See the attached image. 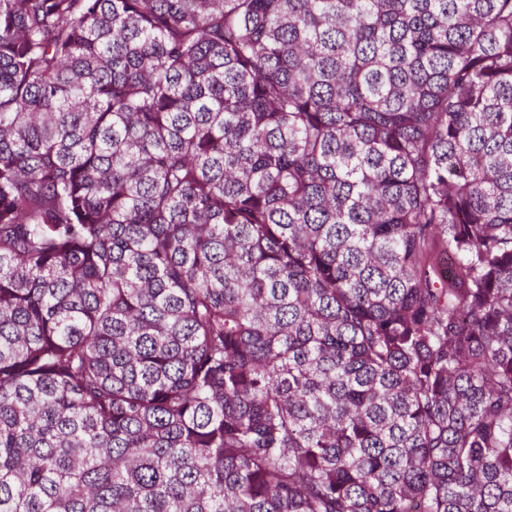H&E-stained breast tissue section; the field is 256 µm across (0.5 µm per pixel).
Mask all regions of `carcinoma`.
<instances>
[{"label": "carcinoma", "mask_w": 512, "mask_h": 512, "mask_svg": "<svg viewBox=\"0 0 512 512\" xmlns=\"http://www.w3.org/2000/svg\"><path fill=\"white\" fill-rule=\"evenodd\" d=\"M0 512H512V0H0Z\"/></svg>", "instance_id": "cac0c4a2"}]
</instances>
